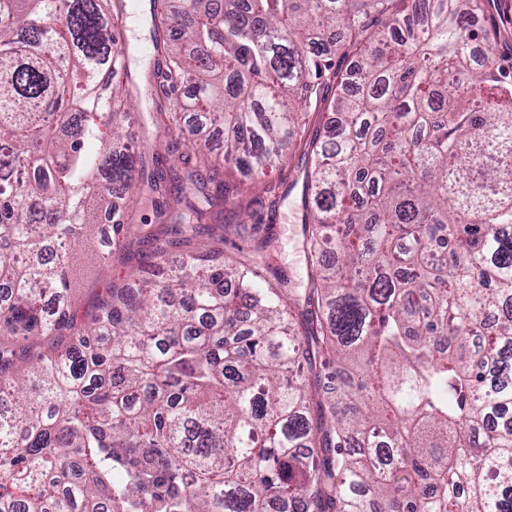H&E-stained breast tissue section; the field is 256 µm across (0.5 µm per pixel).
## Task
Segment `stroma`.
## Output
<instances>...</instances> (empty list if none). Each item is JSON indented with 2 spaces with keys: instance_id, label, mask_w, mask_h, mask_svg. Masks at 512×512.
Returning a JSON list of instances; mask_svg holds the SVG:
<instances>
[{
  "instance_id": "stroma-1",
  "label": "stroma",
  "mask_w": 512,
  "mask_h": 512,
  "mask_svg": "<svg viewBox=\"0 0 512 512\" xmlns=\"http://www.w3.org/2000/svg\"><path fill=\"white\" fill-rule=\"evenodd\" d=\"M153 0H138L136 9L127 10L124 21L123 42L130 55L133 91L139 96L138 109L129 120L133 141L143 156L140 173L150 177L156 168L155 154H167L173 149V140L161 137L156 123V106L151 96L159 90L156 72L160 61L153 48ZM496 26L501 37L494 52L503 65L512 64V0H487L483 14L475 20L476 28ZM324 107L310 109L306 125L301 130V141L292 144L282 163L268 171L259 180L245 182L243 190L224 200L214 211L213 220L198 229V239L207 241L223 238L224 252L230 256L251 253L255 242L251 237L234 231L240 219L253 215L270 227L276 240L271 249L272 259L261 270V285L304 287L310 270L309 260L302 248V185L311 164L304 143L321 133L325 121ZM120 211L130 212L126 252L113 254L110 262L101 263L96 247H87L75 273L72 290L73 303L80 312L92 309L107 288L130 283L131 269L152 260V235L165 233L159 224L151 203L137 199L117 200Z\"/></svg>"
}]
</instances>
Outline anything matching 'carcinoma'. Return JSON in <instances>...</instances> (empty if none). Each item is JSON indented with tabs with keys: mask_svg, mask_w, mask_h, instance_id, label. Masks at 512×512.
<instances>
[{
	"mask_svg": "<svg viewBox=\"0 0 512 512\" xmlns=\"http://www.w3.org/2000/svg\"><path fill=\"white\" fill-rule=\"evenodd\" d=\"M393 2L154 0L163 133L192 113L224 135L175 159L172 234L241 191L224 171L278 166L336 83L303 182L312 271L263 288L268 238L226 259L157 236L182 262L81 316L89 204L163 194L123 133V0H0V512H512V70L471 65L484 0Z\"/></svg>",
	"mask_w": 512,
	"mask_h": 512,
	"instance_id": "cac0c4a2",
	"label": "carcinoma"
}]
</instances>
